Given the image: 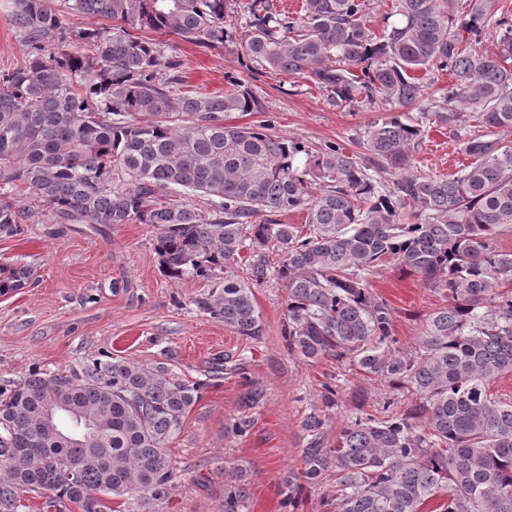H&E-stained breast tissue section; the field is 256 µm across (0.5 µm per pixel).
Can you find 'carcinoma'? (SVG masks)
<instances>
[{"label":"carcinoma","instance_id":"carcinoma-1","mask_svg":"<svg viewBox=\"0 0 512 512\" xmlns=\"http://www.w3.org/2000/svg\"><path fill=\"white\" fill-rule=\"evenodd\" d=\"M68 9L112 21L70 29L52 0H13L10 21L30 50L0 75V238L21 234L26 197L54 224H150L170 279L207 282L197 308L239 336L257 340L263 321L254 289L275 278L288 291L283 336L305 362L331 358L303 417L300 468L283 478L282 512H297L305 488L330 481L333 512H512V400L490 384L512 373V16L501 0H395L381 35L368 0H304L302 13L253 0L251 20L226 24V0H65ZM499 55L479 53L488 26ZM174 35L206 50L236 40L266 73L301 75L337 107L381 103L360 146L314 147L252 126L224 122L260 112L254 91H171L179 61L135 34ZM60 32L52 49L45 38ZM87 45L90 52L78 51ZM446 71V89L428 73ZM423 105L441 127L479 134L462 141L472 162L444 177L416 170L424 129L403 114ZM204 196L209 208L190 196ZM303 211L307 228L265 213ZM281 258L270 264L265 247ZM249 250L247 279L224 274ZM392 266L448 291L430 312L416 347L399 349L394 312L370 287ZM36 268L0 264V296L36 283ZM379 378L407 399L403 409L347 417L326 442L340 378ZM201 384L163 364L125 358L79 369L34 370L0 388V512H20L27 493L105 512H150L181 470L167 444L183 427ZM253 386L244 411L225 424L251 427L263 399ZM66 406L94 432L54 442L46 412ZM77 469H71L72 463ZM249 471L224 462V512H248Z\"/></svg>","mask_w":512,"mask_h":512}]
</instances>
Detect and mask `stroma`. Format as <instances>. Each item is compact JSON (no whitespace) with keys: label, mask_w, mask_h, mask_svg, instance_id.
<instances>
[{"label":"stroma","mask_w":512,"mask_h":512,"mask_svg":"<svg viewBox=\"0 0 512 512\" xmlns=\"http://www.w3.org/2000/svg\"><path fill=\"white\" fill-rule=\"evenodd\" d=\"M156 40L181 63L183 80L174 93L218 95L235 79L252 87L262 109L231 113L234 125L267 120L275 134L313 146L337 141L355 151L367 123L385 115L375 106L336 107L320 89L292 75L253 76L236 43L207 51L172 35ZM423 122L426 136L416 156L421 170L448 176L469 164L460 136ZM155 238L149 224H121L100 234L85 224H51L38 212L23 234L1 238L0 263H33L38 281L0 296V384L35 368L64 370L108 356L165 364L202 382L203 389L170 443L184 478L167 500L154 503V512H224L222 468L228 460L252 473L249 512H281L282 479L298 467L304 443L302 418L336 363L308 364L288 354L282 338L287 291L280 281L255 288L265 332L261 340L245 339L197 309L204 282L161 273ZM370 284L393 307L396 336L407 350L415 346L426 314L446 303L441 290L390 268L378 271ZM228 354L242 358V373L213 375L212 365ZM254 385L264 397L251 411V430L227 433V420L241 413L243 395ZM395 396L386 383L350 373L338 408L326 417L327 440L335 441L347 416L361 409L379 414Z\"/></svg>","instance_id":"stroma-1"}]
</instances>
